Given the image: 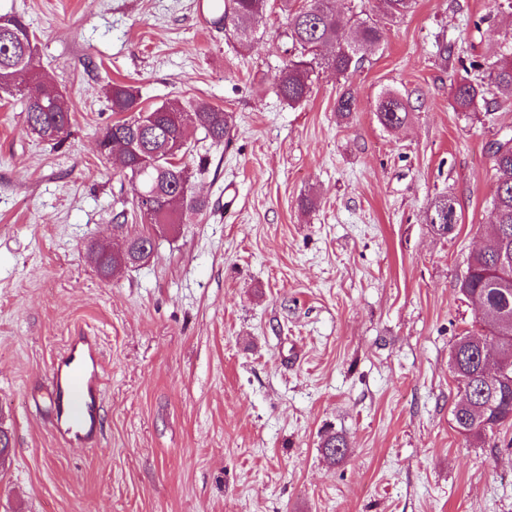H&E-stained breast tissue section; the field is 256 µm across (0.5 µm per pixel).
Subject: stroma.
Wrapping results in <instances>:
<instances>
[{
    "label": "stroma",
    "mask_w": 512,
    "mask_h": 512,
    "mask_svg": "<svg viewBox=\"0 0 512 512\" xmlns=\"http://www.w3.org/2000/svg\"><path fill=\"white\" fill-rule=\"evenodd\" d=\"M499 2L417 0L349 78L320 69L292 108L273 89L288 58L278 6L245 48L198 0H0L75 109L56 147L0 97V512H512V425L459 435L449 363L480 330L457 281L488 235L487 146L512 137V96L489 116L456 111L440 53L492 58L512 30ZM110 80L147 107L207 100L232 123L219 145L189 129L212 211L106 280L88 246L112 245L122 211L123 234L148 229L96 150ZM388 89L413 106L396 131L375 114ZM442 194L460 214L447 235L425 221ZM85 332L104 363L95 446L61 436L48 402L57 357ZM330 432L349 445L336 461Z\"/></svg>",
    "instance_id": "obj_1"
}]
</instances>
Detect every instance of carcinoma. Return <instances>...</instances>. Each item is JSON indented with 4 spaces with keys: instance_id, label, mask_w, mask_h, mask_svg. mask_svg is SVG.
Segmentation results:
<instances>
[{
    "instance_id": "carcinoma-1",
    "label": "carcinoma",
    "mask_w": 512,
    "mask_h": 512,
    "mask_svg": "<svg viewBox=\"0 0 512 512\" xmlns=\"http://www.w3.org/2000/svg\"><path fill=\"white\" fill-rule=\"evenodd\" d=\"M270 2L206 0L202 11L210 24L232 27L237 41L249 46ZM278 2L288 18L291 55L276 75L275 86L290 107L307 100L316 69L327 66L346 78L357 70L366 52L383 40L378 20L357 17L350 33H345L336 0H303L298 7L295 0ZM380 4L383 16L393 20L411 12L415 0H380ZM8 22V31L0 33V92L20 103L30 132L61 144L71 135L73 108L60 89L38 76L32 62L26 60L34 40L29 24L15 15L8 16ZM461 67L465 75L456 79L453 87L457 110L476 112L482 107L486 113L493 112L497 101L487 98L491 88L512 93V46L492 63L486 82L469 78V73L483 69V63L472 60ZM106 99L118 118L101 133V141H112V150L103 155L120 160V172L132 191L145 197L135 203L145 223L153 229L174 227L185 223L190 214H207L210 201L192 193V170L183 162L188 153L185 128L195 122L206 138L220 144L228 136L231 115L200 99L185 103L173 98L146 108L133 87L117 82L108 85ZM355 106V95L347 88L337 100L336 112L346 118ZM411 111L409 100L396 90H385L377 100L376 117L387 130L403 127ZM491 156L496 175L491 201L495 223L488 244L469 255L457 288L466 300L478 297L485 303L479 338L491 345H512V137L493 143ZM454 202L449 194L439 195L427 211V223L441 235L448 234L443 221ZM152 240V233L140 234L127 238L118 251L92 246L88 256L102 277H114L146 261ZM484 360L480 347L468 336L459 337L451 350V371L460 392L452 410L454 427L458 434L475 441L512 422V376L502 381L486 374ZM322 451L332 460L340 459L346 454L347 440L341 434H330Z\"/></svg>"
}]
</instances>
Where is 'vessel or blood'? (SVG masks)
<instances>
[{
  "label": "vessel or blood",
  "mask_w": 512,
  "mask_h": 512,
  "mask_svg": "<svg viewBox=\"0 0 512 512\" xmlns=\"http://www.w3.org/2000/svg\"><path fill=\"white\" fill-rule=\"evenodd\" d=\"M102 355L96 337L79 336L56 361L51 406L71 440L89 444L99 434L95 396L103 384Z\"/></svg>",
  "instance_id": "obj_1"
}]
</instances>
